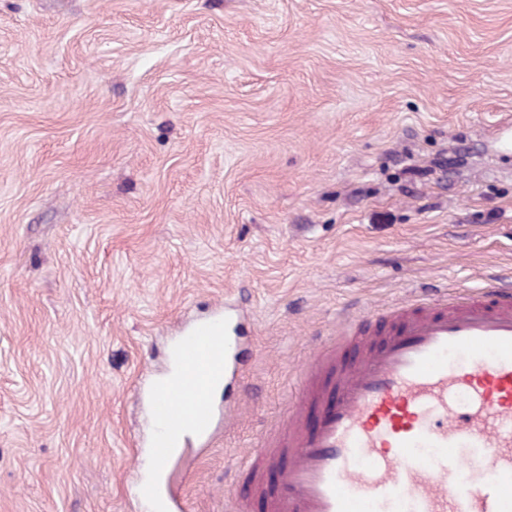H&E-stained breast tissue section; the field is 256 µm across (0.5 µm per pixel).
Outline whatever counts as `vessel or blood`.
I'll return each instance as SVG.
<instances>
[{"instance_id": "b4317fda", "label": "vessel or blood", "mask_w": 512, "mask_h": 512, "mask_svg": "<svg viewBox=\"0 0 512 512\" xmlns=\"http://www.w3.org/2000/svg\"><path fill=\"white\" fill-rule=\"evenodd\" d=\"M248 321L228 301L192 322L175 344L180 378L149 388L158 468L137 496L155 512H185L162 467L210 435L215 384L247 370ZM238 478L249 487L240 512H360L368 500L405 512H512V285L415 295L337 328Z\"/></svg>"}]
</instances>
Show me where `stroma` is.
Returning <instances> with one entry per match:
<instances>
[{"label": "stroma", "mask_w": 512, "mask_h": 512, "mask_svg": "<svg viewBox=\"0 0 512 512\" xmlns=\"http://www.w3.org/2000/svg\"><path fill=\"white\" fill-rule=\"evenodd\" d=\"M510 129L512 0H0V512H142L137 391L240 297L236 421L168 467L228 512L345 316L512 281Z\"/></svg>", "instance_id": "35a3bbf8"}]
</instances>
